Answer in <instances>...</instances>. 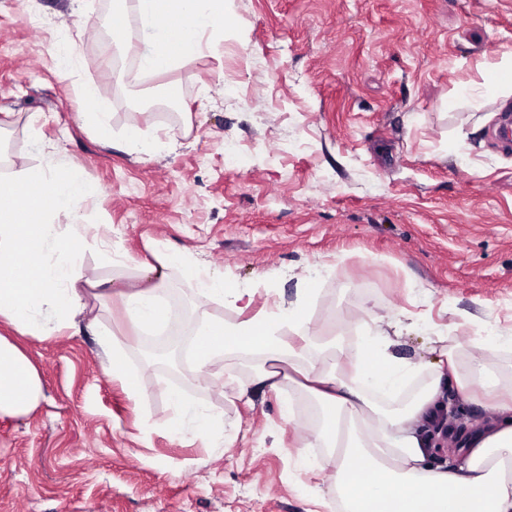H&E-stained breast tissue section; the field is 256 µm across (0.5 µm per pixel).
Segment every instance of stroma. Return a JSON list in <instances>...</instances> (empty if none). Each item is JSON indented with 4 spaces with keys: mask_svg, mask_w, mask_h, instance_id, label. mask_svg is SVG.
<instances>
[{
    "mask_svg": "<svg viewBox=\"0 0 512 512\" xmlns=\"http://www.w3.org/2000/svg\"><path fill=\"white\" fill-rule=\"evenodd\" d=\"M151 39L136 0H0V174L88 185L80 218L51 209L48 233L74 239L75 273L107 289L53 335L0 325L42 383L28 415L0 416V512H336L324 449H309L311 470L297 455L313 399L255 385L260 355L216 356L203 383L190 359L151 358L120 293L162 244L199 278L252 290L253 315L311 289L310 359L352 351L373 317L410 316L393 352L422 366L444 336L511 338L512 149L491 133L512 104V0H231L199 54L143 83L125 44ZM170 83L173 115L145 108ZM82 85L111 143L81 119ZM131 126L152 155L127 150ZM199 278L169 267L161 293L189 339L240 319ZM93 317L139 398L105 374ZM441 392L422 426L436 465L487 416L454 382ZM198 413L222 432L197 434Z\"/></svg>",
    "mask_w": 512,
    "mask_h": 512,
    "instance_id": "obj_1",
    "label": "stroma"
}]
</instances>
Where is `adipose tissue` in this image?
Instances as JSON below:
<instances>
[{
    "instance_id": "obj_1",
    "label": "adipose tissue",
    "mask_w": 512,
    "mask_h": 512,
    "mask_svg": "<svg viewBox=\"0 0 512 512\" xmlns=\"http://www.w3.org/2000/svg\"><path fill=\"white\" fill-rule=\"evenodd\" d=\"M140 11L154 35L142 54L145 67L160 74L196 56L205 30L223 26L228 0H140ZM89 197L76 177L14 173L0 180V265L10 274L0 280V324L19 334L47 336L84 311L94 278L74 276L67 263L43 261L49 206L79 215ZM204 296L229 302L242 320L205 324L193 351L198 367L220 352L265 354L266 366L256 383L268 390L281 384L280 365L301 378L316 402L322 423L312 445L328 451L336 465V497L343 512H512V384L490 367L495 351L485 339V353L454 343L443 347L426 386L408 405L386 409L375 400L394 394L417 366L391 352L389 333L374 328L366 343L350 353L307 360V334H279L282 324L302 325L308 290L294 305L277 313L249 315L253 294L226 288L223 280H202ZM126 315L141 327L163 319L159 290L139 286L123 293ZM453 380L463 401L489 412L475 431L466 433L447 465H432L430 441L417 428L441 408L444 380ZM42 396L37 367L21 348L0 335V415L23 416Z\"/></svg>"
}]
</instances>
